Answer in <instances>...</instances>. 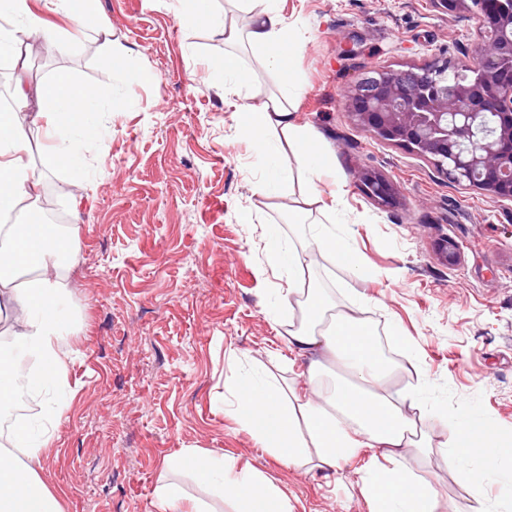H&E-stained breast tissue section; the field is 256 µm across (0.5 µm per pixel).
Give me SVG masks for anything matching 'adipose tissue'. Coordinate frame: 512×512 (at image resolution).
<instances>
[{
    "mask_svg": "<svg viewBox=\"0 0 512 512\" xmlns=\"http://www.w3.org/2000/svg\"><path fill=\"white\" fill-rule=\"evenodd\" d=\"M95 0H0V63H15L26 38L38 35L52 49L65 33L48 25L45 16H65L75 31L87 30ZM278 0H240L242 28L225 30L228 42L244 41L260 64L281 76L283 91L294 90L293 60L301 39L285 21ZM100 96L65 73L43 90L31 121L21 117L25 104L0 108V213L15 212L32 201L39 179L29 160L31 142H49L47 164L82 183L83 136L93 127ZM240 136L260 155L275 158L272 176L257 189L272 193L290 178L284 158L276 154L280 141L301 151L300 177L309 194L327 166V151L314 134L294 119L292 108L279 98L250 107L239 127ZM80 247L78 227L39 232L29 216H21L0 231V410L11 408L20 390L43 395L48 421L0 433V512H63L61 502L42 482L37 467L53 445L49 423L69 407L68 350L74 319L67 305L64 271ZM267 264L287 279L289 306L300 322H289L285 338L289 353L308 360L305 390L284 386L252 372L227 377L224 387L235 398L234 412L263 451L292 466L335 467L362 449L379 450L383 463L368 466L362 491L371 512H440L436 488L418 479L407 458L433 451L431 436L418 426L426 406L415 395L396 388L405 368L385 362L372 338L373 329L361 318L360 304L340 309L319 289L294 279L302 264L299 252L273 239ZM452 440L442 454L449 470L463 472L468 459L481 461L475 476L512 482V472L495 467L499 439L470 416L454 419L440 414ZM154 512H290L287 497L255 470L238 469L224 454L183 448L167 458L153 492Z\"/></svg>",
    "mask_w": 512,
    "mask_h": 512,
    "instance_id": "ef3b65f1",
    "label": "adipose tissue"
}]
</instances>
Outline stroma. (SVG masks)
I'll list each match as a JSON object with an SVG mask.
<instances>
[{"instance_id":"stroma-1","label":"stroma","mask_w":512,"mask_h":512,"mask_svg":"<svg viewBox=\"0 0 512 512\" xmlns=\"http://www.w3.org/2000/svg\"><path fill=\"white\" fill-rule=\"evenodd\" d=\"M299 31L300 80L292 98L299 123L328 151L334 173L318 183L337 196L362 269L320 254L308 276L337 306L359 300L393 352L412 341L427 405L471 415L512 433V201L450 183L411 147L375 137L349 108L348 94L373 69H404L473 55L481 20L433 0H280ZM181 0H97L93 30L67 49L28 38L25 90L37 104L58 70L96 87V130L85 138L89 177L74 185L31 160L65 223H78L80 249L67 273V300L79 318L70 343L73 402L42 457L43 482L64 512H153L162 462L187 447L236 458L271 480L291 512H370L361 476L370 451L336 469L306 471L264 453L225 401L227 375L257 371L288 384L307 363L288 364L281 336L288 301L262 277L268 236L297 249L322 222L298 180L285 191L256 190L264 160L237 132L246 108L281 91L276 72L236 47L250 85L232 101L221 89L224 33L182 21ZM130 48L113 69L103 43ZM383 175L396 201L384 206L361 189ZM82 207H75V196ZM302 208L304 221L289 223ZM252 210V224L238 221ZM453 242L456 264L440 247ZM430 480L444 512H477L512 498V486L465 480L440 454L410 462Z\"/></svg>"}]
</instances>
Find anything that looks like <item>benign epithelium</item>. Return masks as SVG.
I'll use <instances>...</instances> for the list:
<instances>
[{
  "instance_id": "obj_1",
  "label": "benign epithelium",
  "mask_w": 512,
  "mask_h": 512,
  "mask_svg": "<svg viewBox=\"0 0 512 512\" xmlns=\"http://www.w3.org/2000/svg\"><path fill=\"white\" fill-rule=\"evenodd\" d=\"M471 5L482 18L471 61L369 71L349 105L360 125L433 160L449 182L512 201V0ZM367 185L392 200L386 179Z\"/></svg>"
}]
</instances>
